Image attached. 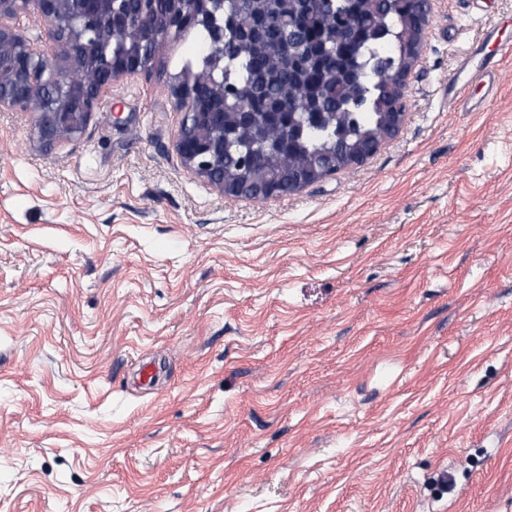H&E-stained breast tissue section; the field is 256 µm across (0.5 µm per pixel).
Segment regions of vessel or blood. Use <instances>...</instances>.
Here are the masks:
<instances>
[{
    "instance_id": "obj_1",
    "label": "vessel or blood",
    "mask_w": 512,
    "mask_h": 512,
    "mask_svg": "<svg viewBox=\"0 0 512 512\" xmlns=\"http://www.w3.org/2000/svg\"><path fill=\"white\" fill-rule=\"evenodd\" d=\"M499 24L488 25L471 51L459 62L456 71L448 79L445 93L448 102L461 112L484 111L493 100L499 86L498 63L512 54V42L502 40ZM492 45V53H485V45ZM478 84L484 90L480 100H473L466 92L470 84Z\"/></svg>"
}]
</instances>
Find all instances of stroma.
Returning <instances> with one entry per match:
<instances>
[{"instance_id": "1", "label": "stroma", "mask_w": 512, "mask_h": 512, "mask_svg": "<svg viewBox=\"0 0 512 512\" xmlns=\"http://www.w3.org/2000/svg\"><path fill=\"white\" fill-rule=\"evenodd\" d=\"M494 20L432 0L398 136L265 201L176 151L195 35L76 138L0 112V512H512V58L444 93ZM500 24L488 25L480 40L471 51L459 62L456 71L448 78L445 93L448 103L460 112H482L493 100L499 86L498 62L510 55L512 42L502 40L499 32ZM492 43L493 53L484 52L486 44ZM478 84L484 89V96L480 100H473L466 93L470 84Z\"/></svg>"}]
</instances>
